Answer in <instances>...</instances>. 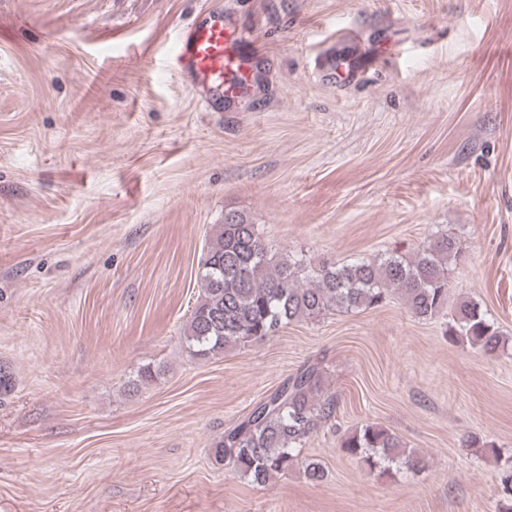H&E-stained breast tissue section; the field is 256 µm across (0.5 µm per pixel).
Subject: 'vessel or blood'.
<instances>
[{
    "label": "vessel or blood",
    "instance_id": "b4317fda",
    "mask_svg": "<svg viewBox=\"0 0 512 512\" xmlns=\"http://www.w3.org/2000/svg\"><path fill=\"white\" fill-rule=\"evenodd\" d=\"M246 33L230 14L212 8L179 30L169 52L174 73L197 92L204 106L232 102L249 89V65L239 51Z\"/></svg>",
    "mask_w": 512,
    "mask_h": 512
}]
</instances>
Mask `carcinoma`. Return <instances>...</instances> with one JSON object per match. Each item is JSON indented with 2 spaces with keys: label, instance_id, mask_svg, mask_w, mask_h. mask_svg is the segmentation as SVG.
Masks as SVG:
<instances>
[{
  "label": "carcinoma",
  "instance_id": "carcinoma-1",
  "mask_svg": "<svg viewBox=\"0 0 512 512\" xmlns=\"http://www.w3.org/2000/svg\"><path fill=\"white\" fill-rule=\"evenodd\" d=\"M458 254L456 238L441 233L407 254L313 264L298 254L271 253L258 225L242 212L226 211L198 265L201 294L185 325L184 342L192 358L207 360L294 322L377 307L393 292L414 316L430 319L448 305L451 265ZM446 336L485 356L505 347L499 327L471 300L457 304ZM336 408L322 368L305 364L224 431L212 448V464L229 466L264 486L300 463L307 479L320 483L323 466L300 455L307 440L335 420ZM400 447L399 438L377 424L362 426L341 442L344 453L371 469L399 462L409 470L424 466L417 454L400 456Z\"/></svg>",
  "mask_w": 512,
  "mask_h": 512
}]
</instances>
